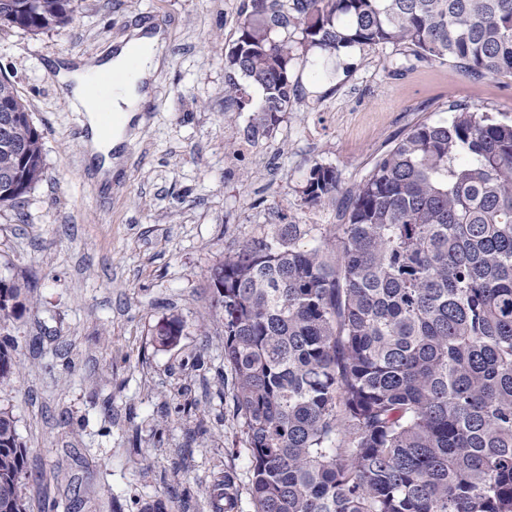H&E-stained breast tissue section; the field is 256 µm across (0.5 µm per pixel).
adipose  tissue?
Wrapping results in <instances>:
<instances>
[{
	"label": "adipose tissue",
	"mask_w": 512,
	"mask_h": 512,
	"mask_svg": "<svg viewBox=\"0 0 512 512\" xmlns=\"http://www.w3.org/2000/svg\"><path fill=\"white\" fill-rule=\"evenodd\" d=\"M137 52L136 68H129L130 52ZM165 43L160 34L146 27L137 28L133 37L118 38L110 53L91 59H82L71 68H59L57 75L71 85V105L75 111L84 113L90 132L86 147L90 154L101 155L104 162L101 178H111L118 170L120 147L131 140L134 134L133 122L149 100V80L166 65ZM108 70L118 76L110 98L114 111L122 115L121 123L115 127L108 139L97 136L99 116L88 98L87 79L93 73Z\"/></svg>",
	"instance_id": "ef3b65f1"
}]
</instances>
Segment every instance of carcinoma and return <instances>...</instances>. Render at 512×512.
I'll use <instances>...</instances> for the list:
<instances>
[{"mask_svg":"<svg viewBox=\"0 0 512 512\" xmlns=\"http://www.w3.org/2000/svg\"><path fill=\"white\" fill-rule=\"evenodd\" d=\"M74 0H0V27L68 25ZM225 90L267 134L295 100L294 61L403 47L468 78L512 76V0H249ZM258 91V96L251 95ZM0 206L45 176L43 137L0 78ZM422 121L348 190L343 224L304 244L264 224L206 271L249 457L254 512H512V121L459 106ZM340 186L315 163L302 194ZM223 288H217V284ZM28 287L0 279V325ZM184 320L157 324L177 344ZM0 340V386L14 382ZM26 449L0 408V512H26ZM214 512H239L224 473Z\"/></svg>","mask_w":512,"mask_h":512,"instance_id":"obj_1","label":"carcinoma"}]
</instances>
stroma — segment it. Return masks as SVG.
Segmentation results:
<instances>
[{
  "label": "stroma",
  "mask_w": 512,
  "mask_h": 512,
  "mask_svg": "<svg viewBox=\"0 0 512 512\" xmlns=\"http://www.w3.org/2000/svg\"><path fill=\"white\" fill-rule=\"evenodd\" d=\"M241 3L75 0L68 26L0 29V75L45 153L24 209L0 207V277L32 294L1 328L20 363L0 406L27 450L28 512H213L214 479L226 472L243 491L239 512H254L207 268L260 224L344 223L347 189L422 120L449 119L459 105L512 120L511 77L468 78L393 46L350 50L325 74L312 49L293 66L291 111L245 143L251 115L224 93ZM150 22L168 63L119 178L104 184L47 64L103 52ZM317 162L338 170L342 190L309 205L301 187ZM172 314L185 327L162 349L152 333Z\"/></svg>",
  "instance_id": "stroma-1"
}]
</instances>
